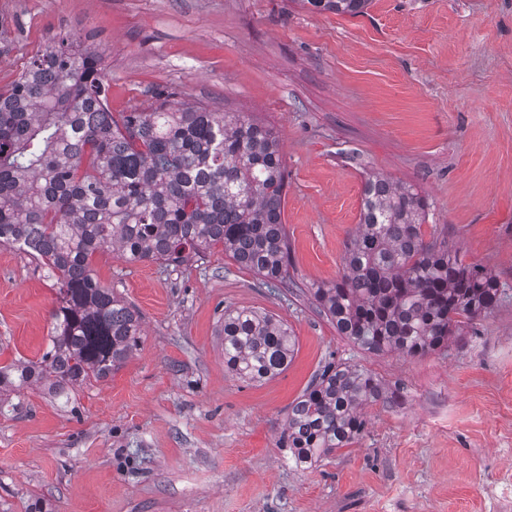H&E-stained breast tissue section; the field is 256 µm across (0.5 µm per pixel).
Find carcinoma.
<instances>
[{"label":"carcinoma","mask_w":512,"mask_h":512,"mask_svg":"<svg viewBox=\"0 0 512 512\" xmlns=\"http://www.w3.org/2000/svg\"><path fill=\"white\" fill-rule=\"evenodd\" d=\"M301 2L349 15L369 4ZM285 188L271 128L200 102L114 114L97 49L76 37L47 44L0 93V246L37 260L60 285L61 304L46 351L0 367V390L44 382L59 397L137 349V313L91 269L105 248L129 262L169 263L220 246L263 285L284 282ZM426 209L411 186L368 176L344 274L312 289L339 335L366 353L445 350L503 295L495 274L463 264L448 241H425ZM296 346L273 315L224 309V367L239 379L279 376ZM399 398L368 369L328 360L288 408L281 447L295 466L317 467L363 434L364 406Z\"/></svg>","instance_id":"1"}]
</instances>
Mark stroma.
Returning a JSON list of instances; mask_svg holds the SVG:
<instances>
[{"instance_id": "stroma-1", "label": "stroma", "mask_w": 512, "mask_h": 512, "mask_svg": "<svg viewBox=\"0 0 512 512\" xmlns=\"http://www.w3.org/2000/svg\"><path fill=\"white\" fill-rule=\"evenodd\" d=\"M104 57L112 111L160 93L277 132L290 282L262 285L222 249L180 265L94 255L141 317L139 348L69 401L38 384L0 401V512H512V0H371L364 14L296 0H0V92L54 38ZM413 185L426 239L508 287L447 352L365 353L311 290L336 281L364 179ZM58 286L0 247V367L46 349ZM273 314L298 346L246 383L224 368V310ZM398 405L302 470L279 446L288 407L327 359Z\"/></svg>"}]
</instances>
